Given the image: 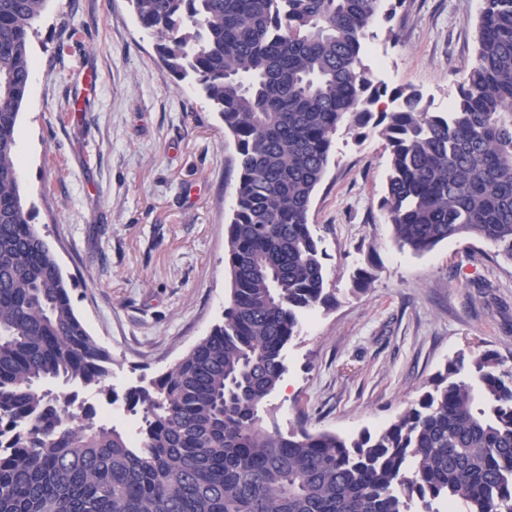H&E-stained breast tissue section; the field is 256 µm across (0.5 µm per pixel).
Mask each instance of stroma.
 I'll return each instance as SVG.
<instances>
[{
	"mask_svg": "<svg viewBox=\"0 0 512 512\" xmlns=\"http://www.w3.org/2000/svg\"><path fill=\"white\" fill-rule=\"evenodd\" d=\"M480 4L406 0L375 27L366 64L383 60L387 89L413 87L447 111L474 57ZM31 46L22 187L122 397L222 317L236 144L161 63L129 0H49ZM388 173L378 136L337 133L310 211L337 304L307 314L288 343L287 389L264 408L266 426L285 433L303 416L313 431L375 432L460 351L493 349L512 367V265L463 237L423 254L400 247L380 208ZM363 268L374 280L359 292Z\"/></svg>",
	"mask_w": 512,
	"mask_h": 512,
	"instance_id": "obj_1",
	"label": "stroma"
}]
</instances>
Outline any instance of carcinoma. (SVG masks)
I'll use <instances>...</instances> for the list:
<instances>
[{
	"mask_svg": "<svg viewBox=\"0 0 512 512\" xmlns=\"http://www.w3.org/2000/svg\"><path fill=\"white\" fill-rule=\"evenodd\" d=\"M47 2L0 0V512H512V368L494 350L459 352L374 434L285 435L260 415L300 317L336 303L309 214L341 127L385 141L381 209L401 247L468 236L512 264V0H481L446 112L387 92L364 62L405 0H130L161 62L219 112L239 171L230 302L128 392L136 443L80 399L116 401L112 356L23 198L16 128Z\"/></svg>",
	"mask_w": 512,
	"mask_h": 512,
	"instance_id": "cac0c4a2",
	"label": "carcinoma"
}]
</instances>
